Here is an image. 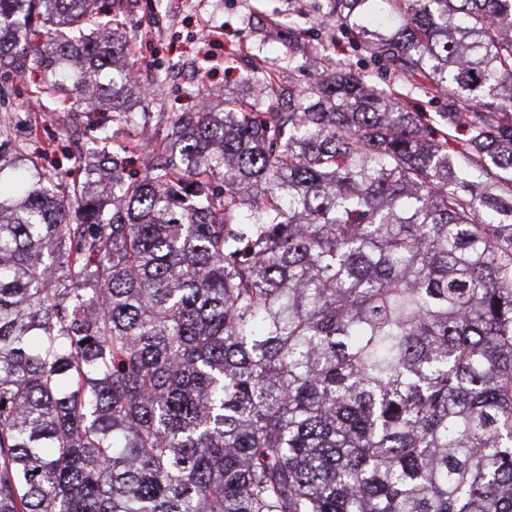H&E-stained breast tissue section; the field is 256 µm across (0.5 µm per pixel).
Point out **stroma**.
I'll return each mask as SVG.
<instances>
[{"instance_id": "1", "label": "stroma", "mask_w": 512, "mask_h": 512, "mask_svg": "<svg viewBox=\"0 0 512 512\" xmlns=\"http://www.w3.org/2000/svg\"><path fill=\"white\" fill-rule=\"evenodd\" d=\"M111 15L119 25L117 39L136 40L130 67L135 89L146 94L141 108L150 120L133 127L131 136L145 151L163 142L173 113L191 106L187 81L167 84L162 95L149 94L152 74L171 60L194 66L207 61L209 75L203 84L217 112L228 96L256 111L266 110V100L258 97L247 77L246 59L254 54L264 57L285 81L310 80L339 63L370 71L377 86L390 80L389 75L370 70L349 38L334 36L335 22L324 0H117ZM42 79V68L23 60L11 73L5 93L9 109L16 113L17 137L37 141L53 161L63 151H76L92 130L82 102L54 99L43 111L28 98V88Z\"/></svg>"}]
</instances>
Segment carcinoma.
I'll return each mask as SVG.
<instances>
[{
	"mask_svg": "<svg viewBox=\"0 0 512 512\" xmlns=\"http://www.w3.org/2000/svg\"><path fill=\"white\" fill-rule=\"evenodd\" d=\"M326 2L392 82L257 66L133 179L132 40L0 0L33 97L114 114L48 168L0 113V512H512V0Z\"/></svg>",
	"mask_w": 512,
	"mask_h": 512,
	"instance_id": "cac0c4a2",
	"label": "carcinoma"
}]
</instances>
